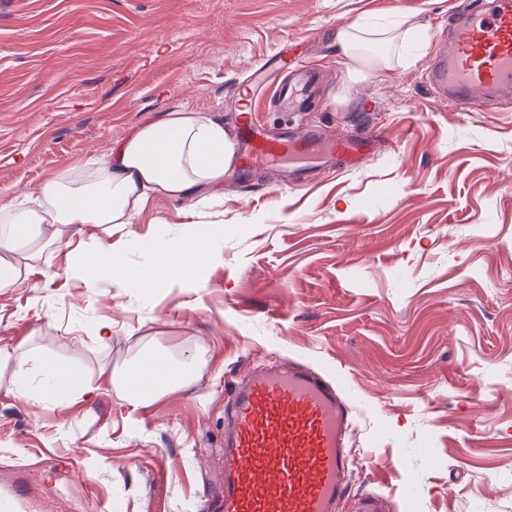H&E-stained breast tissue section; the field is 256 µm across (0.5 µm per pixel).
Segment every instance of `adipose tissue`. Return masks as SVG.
<instances>
[{
	"label": "adipose tissue",
	"mask_w": 512,
	"mask_h": 512,
	"mask_svg": "<svg viewBox=\"0 0 512 512\" xmlns=\"http://www.w3.org/2000/svg\"><path fill=\"white\" fill-rule=\"evenodd\" d=\"M398 48L426 43L418 28L395 23L370 27L353 23L340 27L336 42L342 52L362 69H385L383 57L362 51L364 41ZM233 158V146L221 121L212 116L177 108L156 122L135 127L109 153L85 162L83 171L61 173L44 180L38 189L0 209V289L26 282L42 259L35 227L48 224L50 239L63 243L76 224H91L103 232L133 223L151 197L171 199L198 197L200 203L220 200L224 172ZM213 253V239L203 233L159 243L158 260L145 269H129L120 252L88 245L77 272H101L122 276L134 288L152 286L158 277L190 279ZM0 368L10 371V391L24 394L35 372L44 375L41 395L61 405L92 393L85 372L78 366L56 365L49 352L0 350ZM201 373L199 365L186 364L167 355L145 352L122 372L104 371L108 386L120 390L132 407L151 404L176 389L191 386Z\"/></svg>",
	"instance_id": "ef3b65f1"
}]
</instances>
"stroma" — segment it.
Segmentation results:
<instances>
[{"label":"stroma","instance_id":"1","mask_svg":"<svg viewBox=\"0 0 512 512\" xmlns=\"http://www.w3.org/2000/svg\"><path fill=\"white\" fill-rule=\"evenodd\" d=\"M467 0H0V207L185 107L228 119L231 88L287 39L324 70L271 130L377 137L364 166L311 164L225 183L219 204L149 199L131 227L78 224L29 282L0 290V349H49L97 392L52 406L0 386V512H220L226 391L252 364L299 356L353 400L352 493L390 512H512V99L462 114L426 54L361 74L339 27L401 20L434 42ZM223 225L188 282L128 287L72 267L90 239L129 268L155 239ZM111 322L112 333L96 327ZM197 358L189 388L131 408L101 365Z\"/></svg>","mask_w":512,"mask_h":512}]
</instances>
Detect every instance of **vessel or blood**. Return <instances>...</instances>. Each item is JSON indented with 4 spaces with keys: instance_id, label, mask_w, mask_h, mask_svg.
<instances>
[{
    "instance_id": "1",
    "label": "vessel or blood",
    "mask_w": 512,
    "mask_h": 512,
    "mask_svg": "<svg viewBox=\"0 0 512 512\" xmlns=\"http://www.w3.org/2000/svg\"><path fill=\"white\" fill-rule=\"evenodd\" d=\"M437 40L427 79L456 111L493 105L512 91V0H470L449 14ZM274 72L286 78L285 103L305 94L312 81L290 44L275 54ZM234 124L239 151L227 170L233 178L320 152L358 165L376 145L371 136L341 134L321 144L311 133H270L250 113L236 114ZM225 421L222 512H341L353 466L355 409L339 382L298 361L253 367L231 387ZM352 512H389V501L367 493Z\"/></svg>"
}]
</instances>
